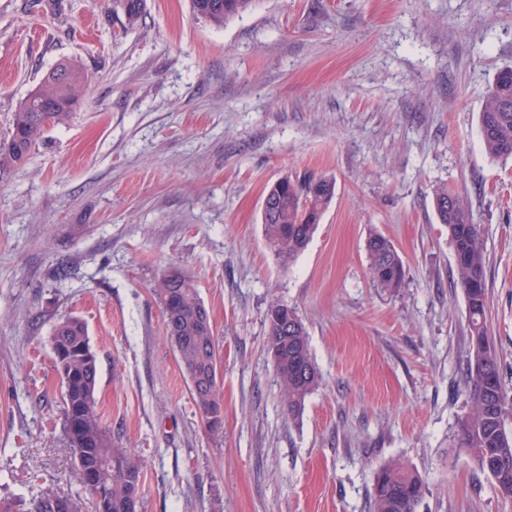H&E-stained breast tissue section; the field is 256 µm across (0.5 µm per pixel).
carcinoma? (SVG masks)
I'll return each mask as SVG.
<instances>
[{"instance_id":"1","label":"carcinoma","mask_w":512,"mask_h":512,"mask_svg":"<svg viewBox=\"0 0 512 512\" xmlns=\"http://www.w3.org/2000/svg\"><path fill=\"white\" fill-rule=\"evenodd\" d=\"M125 18L124 28L137 26L146 0H113ZM258 0H192L193 12L211 26L221 28L233 16L256 6ZM84 84L73 63L56 66L40 81L13 113L8 136L0 142V173L23 166L46 129L65 123L79 102ZM482 144L492 160L512 158V67L500 69L490 85L479 116ZM335 194V183L325 177L288 178L285 186H271L262 204V224L269 249L283 265L292 263L307 247L317 217ZM439 223L448 230L458 279L469 314L468 398L471 411L458 424V452L473 461L494 481L498 496L512 502V434L505 421L512 416V389L503 380L488 334L486 254L479 226L460 198L443 189L435 194ZM373 277L389 292L401 287L404 264L393 244L380 234L367 241ZM154 293L163 309L166 335L186 372L195 376L193 400L201 415L221 412L215 364L219 351L209 310L193 280L179 269L165 271ZM288 312L284 332L266 312L267 351L281 386L286 416L301 414L306 399L319 387L321 377L312 358L305 326L294 308L275 302L270 308ZM52 348L67 351L64 363L54 368L64 385L63 428L76 464L99 467V484L76 480L92 512H132L141 500L143 462L112 437L97 411L95 390L98 359L90 344L86 323L70 317L57 323ZM426 492L421 475L398 464H386L374 475L371 512H416ZM0 512H81L80 503L52 489L29 502L0 501Z\"/></svg>"}]
</instances>
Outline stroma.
<instances>
[{
    "instance_id": "stroma-1",
    "label": "stroma",
    "mask_w": 512,
    "mask_h": 512,
    "mask_svg": "<svg viewBox=\"0 0 512 512\" xmlns=\"http://www.w3.org/2000/svg\"><path fill=\"white\" fill-rule=\"evenodd\" d=\"M84 74L67 123L0 176V500L83 499L51 333L77 316L106 426L144 463L141 512H368L373 472L419 473V512H512L457 450L468 311L434 196L481 226L488 318L512 387V161L486 156L484 95L512 65V0H259L216 28L191 0H0V136L57 64ZM335 195L290 267L261 206L278 179ZM385 236L406 275L374 282ZM177 268L209 309L224 422L202 424L153 288ZM293 307L322 383L284 415L266 350ZM116 3L114 11L122 12L125 18V29H133L137 26L145 12L146 0H113ZM366 247L377 284L389 292L400 288L404 278V264L393 244L386 237L373 234Z\"/></svg>"
}]
</instances>
